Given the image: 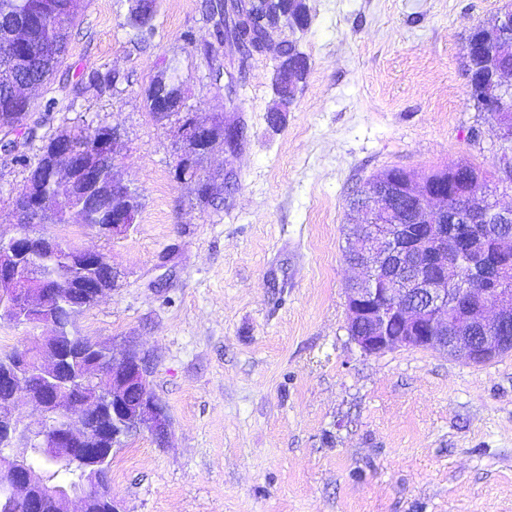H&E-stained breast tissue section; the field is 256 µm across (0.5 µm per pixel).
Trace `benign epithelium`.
I'll list each match as a JSON object with an SVG mask.
<instances>
[{
  "label": "benign epithelium",
  "mask_w": 512,
  "mask_h": 512,
  "mask_svg": "<svg viewBox=\"0 0 512 512\" xmlns=\"http://www.w3.org/2000/svg\"><path fill=\"white\" fill-rule=\"evenodd\" d=\"M479 89L501 98L512 92V82L496 70L480 78ZM177 136L184 144L200 145L212 150L220 143L228 149L238 146L241 131L235 126L224 127L218 136L211 122L197 120L186 113L177 128ZM124 142L115 127L98 128L93 143L84 151L71 148L63 139L53 151L51 162L68 170L79 168L91 181L100 173L115 168ZM24 208L15 210L16 233L0 237V306L9 320L21 326L32 323L57 327L56 319L43 320L34 312L44 306L50 295L48 283L38 281L33 274V247L43 245L52 252L59 250V239L45 229L37 228L32 219L36 214L47 213L59 196L41 193L25 187ZM356 197L366 202L362 207L364 222L361 231L348 238L346 252L362 255L360 266L366 269L359 278V287L349 289L346 295L347 326L366 325L367 331L353 334L351 339L364 354L377 355L398 349H436L455 359L477 364L512 348V336L497 334L512 317V291L492 279L480 288L448 290V269L456 262L462 246L448 238V200L437 196L432 184L425 178L414 176L403 184L376 182L360 188ZM421 200L428 205L433 228L406 229L399 224H379L378 216L388 217L406 201ZM138 209L122 206L112 210V236H124L133 227ZM64 258L80 267L96 272L85 281L88 288H96V277L113 273L112 266L97 251L73 247ZM391 262L402 269L416 261L429 272L420 279L416 292L423 297L424 305H414L407 300L408 288L397 287L396 280L380 278L381 266ZM401 326V334L391 333V324ZM56 331L45 337L39 349L24 348L20 351L21 365L0 374V386L9 396L0 401V471L11 478L14 486L23 491L42 488V477L35 468L18 460L13 447L20 440L38 448H55L67 458L80 461L93 469L111 449L122 444L123 439L148 432L162 440L168 434L170 420L167 411L152 392L151 370L146 357L132 344L125 345L119 355L112 354V363H95L82 376L84 383L98 390V408H112V422L130 420L134 426L125 430H112L110 447H96L97 437L89 431L86 422L91 408L75 396L72 388L65 386L63 366L72 357L70 347L55 342ZM43 376L49 391L51 405L39 404L40 416L35 421L23 422L5 410V405L28 398L31 378L29 367ZM71 414L76 409L79 421L59 428L51 416L54 409ZM95 499L93 489L81 497H63L59 500L60 512H71L70 505H79L78 512H89L90 501Z\"/></svg>",
  "instance_id": "benign-epithelium-1"
}]
</instances>
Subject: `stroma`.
Here are the masks:
<instances>
[{
    "mask_svg": "<svg viewBox=\"0 0 512 512\" xmlns=\"http://www.w3.org/2000/svg\"><path fill=\"white\" fill-rule=\"evenodd\" d=\"M309 70L278 125L271 57L239 69L224 108L187 35H208L202 0H156L154 33L130 44L128 0H79L69 52L35 96L44 133L114 125L121 179L143 206L127 236L52 224L101 252L120 277L76 317L82 336L134 342L170 419L165 440L130 437L112 456L123 512H512V354L475 366L430 349L366 355L346 330L342 256L349 200L391 168L424 174L469 162L494 173L491 124L466 76L471 29L512 0H306ZM186 109L241 125L201 176L225 178L213 204L176 180L182 144L144 92L161 60ZM116 72V88L74 97ZM26 170L0 155V235Z\"/></svg>",
    "mask_w": 512,
    "mask_h": 512,
    "instance_id": "35a3bbf8",
    "label": "stroma"
}]
</instances>
